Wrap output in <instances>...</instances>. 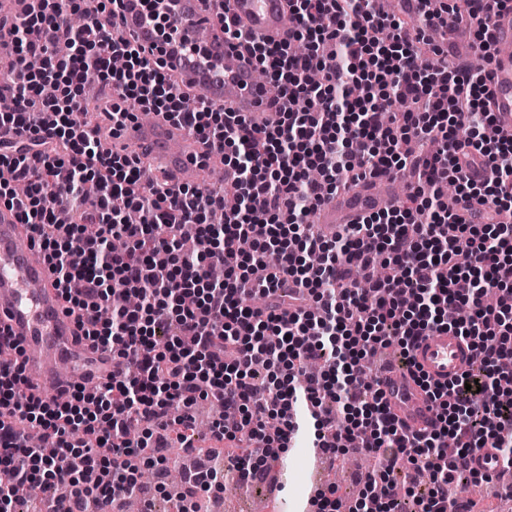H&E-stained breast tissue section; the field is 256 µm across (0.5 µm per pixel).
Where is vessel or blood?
Masks as SVG:
<instances>
[{"label": "vessel or blood", "instance_id": "1", "mask_svg": "<svg viewBox=\"0 0 512 512\" xmlns=\"http://www.w3.org/2000/svg\"><path fill=\"white\" fill-rule=\"evenodd\" d=\"M221 10L245 31L268 41L287 40L293 27L288 0H165L166 28L160 34L141 0H122L123 24L117 35L163 60L167 71L183 86L201 92L211 106L263 124L271 117L268 86L259 80L251 54L225 34L216 17ZM491 34V108L497 130L511 134L512 8L497 12ZM448 50L460 59L481 54L478 41L464 29L449 34ZM121 135L146 156L152 175L171 183L193 181L198 157L207 149L194 132L160 116L129 122ZM394 187L388 177L367 179L326 200L316 211L317 221L329 227L354 223L366 212L386 208ZM33 238L17 210L0 205V335L17 348L28 377L25 394L49 399L77 384L94 391L119 374L120 365L111 353L93 348L85 339L77 314L69 312L55 288ZM412 357L421 373L442 384L460 376L472 360L460 336L447 330L421 341ZM380 388L390 411L410 429L426 427L432 420L433 403L408 370L387 373Z\"/></svg>", "mask_w": 512, "mask_h": 512}]
</instances>
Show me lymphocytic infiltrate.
Wrapping results in <instances>:
<instances>
[{
  "mask_svg": "<svg viewBox=\"0 0 512 512\" xmlns=\"http://www.w3.org/2000/svg\"><path fill=\"white\" fill-rule=\"evenodd\" d=\"M511 1L402 20L375 0H289L288 40L246 45L277 89L278 119L255 128L203 100L186 109L160 60L113 39L119 0H31L8 29L20 78L0 84L15 102L0 129L21 137L0 141L11 170L0 205L31 226L56 286L88 314L87 340L125 371L95 393L42 401L24 394L27 376L0 340V512H14L19 484L56 489L75 512L131 497L170 446L195 451L190 410L208 396L238 413L234 427L210 428L226 467L200 471L176 512H203L225 470L252 480L306 415L321 454L381 457L352 512H398L404 469L429 480L419 512H472L448 487L479 482L464 464L479 448L501 457L497 479L512 478V134L493 131L486 65L449 64L429 30L481 15L475 37L491 53L489 25ZM74 12L83 25H59ZM429 53L437 65L421 66ZM91 74L117 91L98 108L111 133L142 110L188 126L223 152L228 194L161 185L138 157L100 152V125L85 118ZM477 167L492 179L475 181ZM406 169L415 183L398 206L331 241L308 225L340 190ZM116 237L125 250L113 251ZM185 237L196 251L180 249ZM382 259L393 280L374 277ZM249 294L264 307L244 306ZM441 329L463 336L474 361L433 388L435 419L411 435L367 362L391 344L409 357Z\"/></svg>",
  "mask_w": 512,
  "mask_h": 512,
  "instance_id": "obj_1",
  "label": "lymphocytic infiltrate"
}]
</instances>
